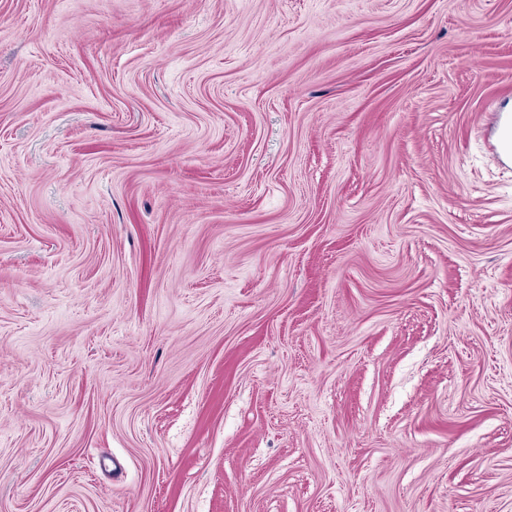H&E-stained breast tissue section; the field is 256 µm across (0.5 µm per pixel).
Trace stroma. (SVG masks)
Instances as JSON below:
<instances>
[{"mask_svg": "<svg viewBox=\"0 0 512 512\" xmlns=\"http://www.w3.org/2000/svg\"><path fill=\"white\" fill-rule=\"evenodd\" d=\"M512 0H0V512H512Z\"/></svg>", "mask_w": 512, "mask_h": 512, "instance_id": "obj_1", "label": "stroma"}]
</instances>
